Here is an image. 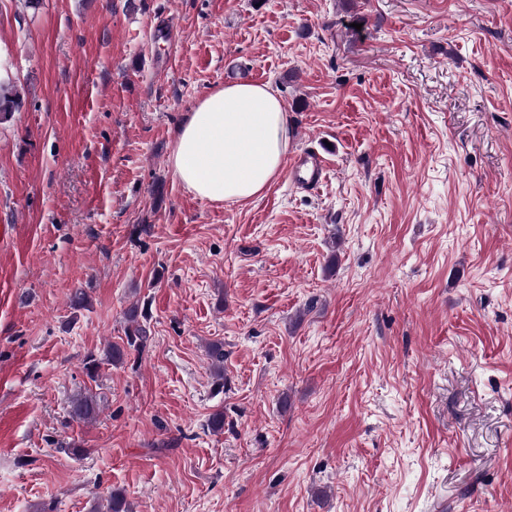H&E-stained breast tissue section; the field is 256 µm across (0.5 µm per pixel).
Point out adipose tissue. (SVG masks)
Listing matches in <instances>:
<instances>
[{"instance_id":"1","label":"adipose tissue","mask_w":512,"mask_h":512,"mask_svg":"<svg viewBox=\"0 0 512 512\" xmlns=\"http://www.w3.org/2000/svg\"><path fill=\"white\" fill-rule=\"evenodd\" d=\"M291 141L288 112L270 84H227L196 105L179 130L169 164L197 197L246 203L280 174Z\"/></svg>"}]
</instances>
